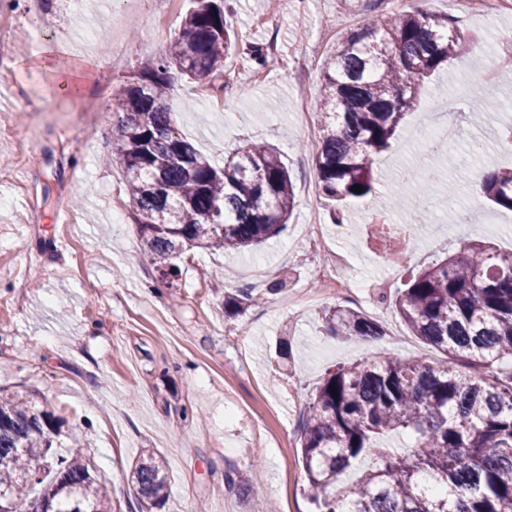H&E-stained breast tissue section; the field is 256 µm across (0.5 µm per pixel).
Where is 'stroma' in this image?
Here are the masks:
<instances>
[{"mask_svg": "<svg viewBox=\"0 0 512 512\" xmlns=\"http://www.w3.org/2000/svg\"><path fill=\"white\" fill-rule=\"evenodd\" d=\"M0 0V47L13 60L0 68V391L48 400L63 419L62 446L78 433L93 474L112 493L113 512H141L127 483L147 449L164 455L168 499L160 512H316L305 492L299 421L327 369L361 358L443 356L413 336L394 307L408 268L445 258L463 242L512 249V211L490 208L473 192L479 173L512 167L496 134L511 115L490 109L482 125L467 111L495 85L512 99V63L496 34L512 33V15L461 18L464 52L451 72L432 75L419 106L375 162L385 184L405 166L434 167L459 209H388L384 199L345 205V220L366 224L386 215L415 224L408 266L385 261L383 245L359 236L349 245L318 185L314 141L316 99L338 32L391 0H234L238 43L271 49L259 68L243 52L227 61L221 90L176 80L170 108L179 131L223 165L252 142L277 148L294 186L286 231L249 254L192 249L178 277L139 259V238L122 169L105 164L112 151V103L145 63L165 56L191 0L168 20L152 15L156 0ZM452 125L451 148L435 133ZM314 225L323 246L303 237ZM337 249L351 258L339 277L365 282L363 296L338 294L313 272ZM390 273L393 292L374 289ZM285 287L269 293L278 280ZM250 288L263 302L224 315L213 287ZM346 305L380 321L385 335L365 347L327 336L324 308ZM291 355H276L280 340ZM264 487L244 502L234 482Z\"/></svg>", "mask_w": 512, "mask_h": 512, "instance_id": "obj_1", "label": "stroma"}]
</instances>
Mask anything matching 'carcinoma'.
Segmentation results:
<instances>
[{"instance_id": "obj_1", "label": "carcinoma", "mask_w": 512, "mask_h": 512, "mask_svg": "<svg viewBox=\"0 0 512 512\" xmlns=\"http://www.w3.org/2000/svg\"><path fill=\"white\" fill-rule=\"evenodd\" d=\"M194 2L168 54L142 66L112 105L110 161L123 168L139 254L166 277L193 247L253 251L286 230L294 208L288 170L268 144L252 143L215 167L176 127L173 73L218 77L236 46L224 0ZM459 58L456 21L446 15L393 13L338 38L316 100L315 166L329 203L373 194L375 157L418 106L425 79ZM477 189L512 210V169L482 177ZM251 301L250 288L226 291L224 312L236 316ZM395 305L446 361L368 354L326 371L300 428L311 500L318 512H512V371H493L512 357V251L469 242L411 274ZM321 321L348 342L385 335L376 319L341 306ZM61 424L28 394H0V512H112L80 437L55 448ZM390 433L408 434L412 448L402 455L382 446ZM361 459L367 465L356 478L336 487ZM128 479L142 512L163 507V455L143 452Z\"/></svg>"}]
</instances>
